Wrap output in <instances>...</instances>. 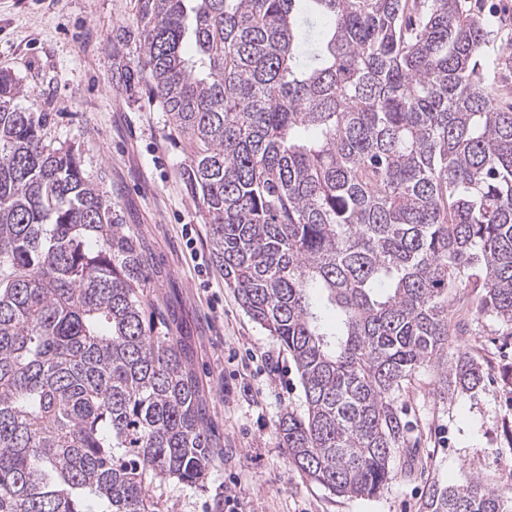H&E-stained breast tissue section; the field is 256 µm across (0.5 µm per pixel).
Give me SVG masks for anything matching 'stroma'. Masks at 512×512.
I'll use <instances>...</instances> for the list:
<instances>
[{
    "mask_svg": "<svg viewBox=\"0 0 512 512\" xmlns=\"http://www.w3.org/2000/svg\"><path fill=\"white\" fill-rule=\"evenodd\" d=\"M134 0H0V70L21 80L25 105L51 112L48 135L81 144L84 168L141 243L148 312L188 351L204 422L215 448L206 483L174 479L149 490L159 512H424L428 485L512 480V331L476 312L469 290L454 295L466 325L451 350L484 369L474 391L440 399L437 373L418 369L396 405L413 462L395 458L388 484L370 497L339 496L299 472L280 445L287 412L303 413L296 367L242 307L212 264L209 227L184 179L187 154L145 86L127 89L135 59ZM195 225L186 249L183 225Z\"/></svg>",
    "mask_w": 512,
    "mask_h": 512,
    "instance_id": "1",
    "label": "stroma"
}]
</instances>
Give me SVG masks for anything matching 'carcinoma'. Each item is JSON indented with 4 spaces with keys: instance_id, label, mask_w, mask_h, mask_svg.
<instances>
[{
    "instance_id": "cac0c4a2",
    "label": "carcinoma",
    "mask_w": 512,
    "mask_h": 512,
    "mask_svg": "<svg viewBox=\"0 0 512 512\" xmlns=\"http://www.w3.org/2000/svg\"><path fill=\"white\" fill-rule=\"evenodd\" d=\"M135 8L126 82L167 112L224 282L300 377L280 444L373 496L410 452L394 399L416 370L443 399L483 378L449 351L451 294L512 328V90L478 61L494 31L467 0ZM309 15L327 27L306 48ZM26 96L0 72V512H156L153 480L214 462L196 379L145 324L139 241ZM424 509L512 512V487L431 485Z\"/></svg>"
}]
</instances>
